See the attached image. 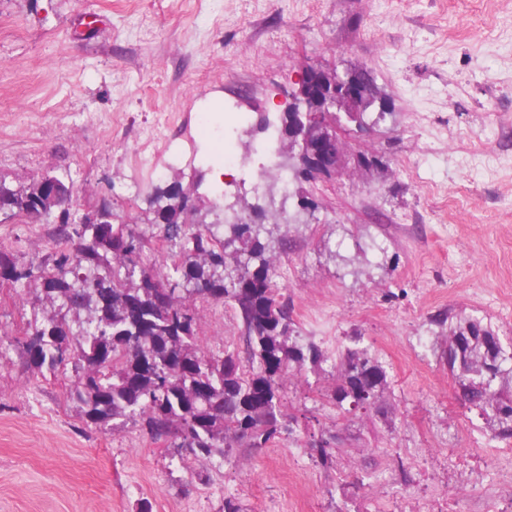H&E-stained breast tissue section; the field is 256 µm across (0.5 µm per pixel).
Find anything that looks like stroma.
<instances>
[{
	"mask_svg": "<svg viewBox=\"0 0 512 512\" xmlns=\"http://www.w3.org/2000/svg\"><path fill=\"white\" fill-rule=\"evenodd\" d=\"M368 69L395 105L340 131L367 169L293 183L315 205L276 262L302 336L335 352L361 337L387 367L381 412L337 414L289 390L298 441L200 464L127 425L85 423L72 377L0 361V512H512V446L455 399L436 316L473 315L512 337V0H0V174H67L81 205L108 201L145 232L146 198L179 174L209 201L265 203L255 159L304 66ZM207 134H200V127ZM247 157L221 167L214 143ZM150 144L154 166L134 153ZM223 168V181L211 177ZM53 227L0 224L18 263L47 255ZM33 292L0 283V334L41 317ZM218 349L231 307L206 308ZM337 439L321 464L309 442Z\"/></svg>",
	"mask_w": 512,
	"mask_h": 512,
	"instance_id": "35a3bbf8",
	"label": "stroma"
}]
</instances>
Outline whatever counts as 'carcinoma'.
<instances>
[{"mask_svg": "<svg viewBox=\"0 0 512 512\" xmlns=\"http://www.w3.org/2000/svg\"><path fill=\"white\" fill-rule=\"evenodd\" d=\"M388 101L376 82L370 116ZM40 183L13 184L0 175V222H42ZM180 177L158 183L147 197L156 233L132 224H87L71 200L74 220L54 226V252L27 265L0 249V281L34 290L50 306L22 337L0 336V359L20 346L34 372L72 369L69 397L86 422L140 426L151 439L187 443L204 466L232 459L236 448H264L293 422L281 407L290 378L328 361L300 336L291 306L275 281L272 232L292 226L270 202L247 205L248 217L199 224L179 207ZM168 245L160 264L144 260L152 239ZM229 305L242 348L214 351L202 336L197 303ZM472 336L464 346L459 337ZM499 338L478 317L448 329L444 352L462 405L483 418L490 440H512V339L488 360L486 338ZM327 398L339 413L377 408L388 386L386 367L359 340L339 358Z\"/></svg>", "mask_w": 512, "mask_h": 512, "instance_id": "cac0c4a2", "label": "carcinoma"}]
</instances>
